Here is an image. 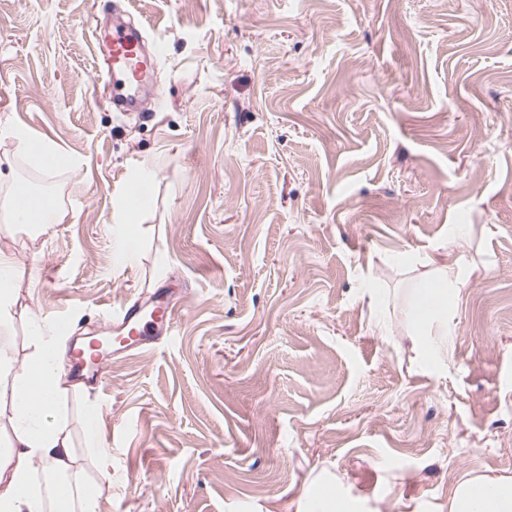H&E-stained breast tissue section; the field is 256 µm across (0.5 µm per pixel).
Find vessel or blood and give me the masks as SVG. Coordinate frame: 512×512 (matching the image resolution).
Here are the masks:
<instances>
[{
    "instance_id": "b4317fda",
    "label": "vessel or blood",
    "mask_w": 512,
    "mask_h": 512,
    "mask_svg": "<svg viewBox=\"0 0 512 512\" xmlns=\"http://www.w3.org/2000/svg\"><path fill=\"white\" fill-rule=\"evenodd\" d=\"M98 53L102 71L112 83L113 110L139 109L156 69V59L147 51L140 30L128 23L113 22L98 45ZM177 313V308L162 298L126 305L113 314L110 329L120 337L122 347L148 345L171 334ZM68 365L76 379L98 383L104 377L102 352L87 354L83 349H74Z\"/></svg>"
}]
</instances>
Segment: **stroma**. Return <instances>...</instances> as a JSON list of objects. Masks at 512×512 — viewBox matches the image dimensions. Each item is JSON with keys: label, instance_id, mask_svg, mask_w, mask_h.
Instances as JSON below:
<instances>
[{"label": "stroma", "instance_id": "obj_1", "mask_svg": "<svg viewBox=\"0 0 512 512\" xmlns=\"http://www.w3.org/2000/svg\"><path fill=\"white\" fill-rule=\"evenodd\" d=\"M104 4L0 0V156L67 212L0 223L18 362L30 313L73 345L156 291L179 308L66 382L98 512H296L329 483L344 512H448L462 475L512 477V0H130L160 44L147 118L98 79ZM11 135L18 141V144L21 145L22 151L25 154L30 155V158L42 168H57L65 164L72 163L71 160L64 158L56 148L52 147V145L38 144L37 146L32 147L30 139L21 129L12 130ZM52 159H57L54 165H51L50 163ZM449 276L448 266H443L435 275V288H430L427 283L426 288H417L414 325L420 332V336H446V338L448 336L447 289L444 287L448 285ZM444 315L446 317L444 324L436 333H431L430 326L433 320Z\"/></svg>", "mask_w": 512, "mask_h": 512}]
</instances>
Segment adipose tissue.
<instances>
[{"label": "adipose tissue", "mask_w": 512, "mask_h": 512, "mask_svg": "<svg viewBox=\"0 0 512 512\" xmlns=\"http://www.w3.org/2000/svg\"><path fill=\"white\" fill-rule=\"evenodd\" d=\"M26 193L5 191L0 196V222L19 224L41 232L43 217L62 223L66 213L51 197H43V215L26 208ZM449 273L439 268L434 287L420 289L414 325L430 335L434 319L445 315ZM16 272L0 255V398L11 405L10 435L0 447V512H53L58 497H66L70 512H98L103 485L83 484L73 477L80 469L73 434L61 404L64 338L55 325L32 315L29 331L37 342L34 357L18 363L12 345ZM47 466L64 483L41 491L35 483L39 467ZM448 512H512V478L464 477L448 499Z\"/></svg>", "instance_id": "obj_1"}]
</instances>
